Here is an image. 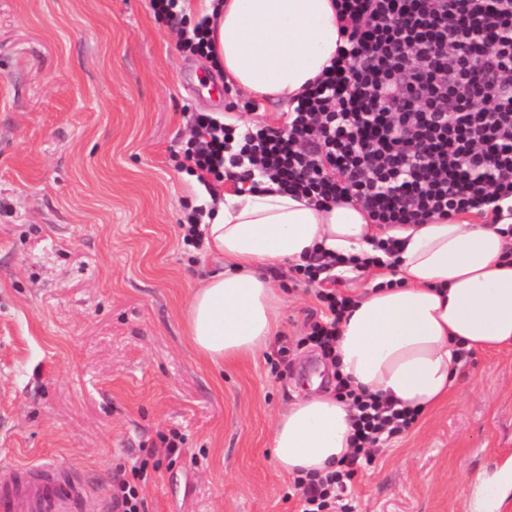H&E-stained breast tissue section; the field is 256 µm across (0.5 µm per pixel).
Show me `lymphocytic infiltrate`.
<instances>
[{"label": "lymphocytic infiltrate", "instance_id": "lymphocytic-infiltrate-1", "mask_svg": "<svg viewBox=\"0 0 512 512\" xmlns=\"http://www.w3.org/2000/svg\"><path fill=\"white\" fill-rule=\"evenodd\" d=\"M336 54L285 112L284 130L263 121L192 115L182 170L205 180L268 179L318 205L345 200L379 225L422 224L462 211L499 214L512 197V10L497 0H335ZM481 73L465 65L471 50ZM336 258L310 257L295 271L323 309L305 343L333 352L353 303L330 286ZM357 409L353 452L342 468L295 478L300 512H353L348 489L382 436L417 413L363 397L339 382Z\"/></svg>", "mask_w": 512, "mask_h": 512}]
</instances>
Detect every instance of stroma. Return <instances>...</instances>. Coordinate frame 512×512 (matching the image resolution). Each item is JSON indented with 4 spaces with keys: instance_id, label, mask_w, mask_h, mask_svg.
<instances>
[{
    "instance_id": "35a3bbf8",
    "label": "stroma",
    "mask_w": 512,
    "mask_h": 512,
    "mask_svg": "<svg viewBox=\"0 0 512 512\" xmlns=\"http://www.w3.org/2000/svg\"><path fill=\"white\" fill-rule=\"evenodd\" d=\"M223 80L150 0H0V457L86 477L97 512L146 445L145 512L299 510L269 438L306 381L329 388L296 345L313 287L280 272L279 336L221 367L184 326L224 265L182 241L210 204L176 160L190 113L223 117ZM460 373L359 469L353 512H468L470 476L512 457V348L464 353ZM202 212L200 210L192 209L185 218L186 221L179 224L183 230V242L187 246H192L196 249L202 245V233L199 229L200 217Z\"/></svg>"
}]
</instances>
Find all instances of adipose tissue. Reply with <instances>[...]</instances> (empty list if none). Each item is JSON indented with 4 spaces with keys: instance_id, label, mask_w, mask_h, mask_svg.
<instances>
[{
    "instance_id": "ef3b65f1",
    "label": "adipose tissue",
    "mask_w": 512,
    "mask_h": 512,
    "mask_svg": "<svg viewBox=\"0 0 512 512\" xmlns=\"http://www.w3.org/2000/svg\"><path fill=\"white\" fill-rule=\"evenodd\" d=\"M209 24L212 55L232 88L268 100L303 93L336 54L333 0H219ZM202 226L206 250L224 262L191 297L185 327L196 352L213 363L266 349L280 330L283 292L274 270L319 248L363 256L379 237L360 208H324L265 182L225 187ZM393 284L361 291L344 316L336 359L350 386L396 408L425 411L459 381L463 351L512 344V221L473 218L408 224ZM352 411L331 393L296 397L274 420L277 469L323 476L350 452ZM512 497V460L476 477L470 512H500Z\"/></svg>"
}]
</instances>
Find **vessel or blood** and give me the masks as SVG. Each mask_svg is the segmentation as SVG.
I'll return each instance as SVG.
<instances>
[{
  "mask_svg": "<svg viewBox=\"0 0 512 512\" xmlns=\"http://www.w3.org/2000/svg\"><path fill=\"white\" fill-rule=\"evenodd\" d=\"M0 512H87L90 484L50 463H1Z\"/></svg>",
  "mask_w": 512,
  "mask_h": 512,
  "instance_id": "b4317fda",
  "label": "vessel or blood"
}]
</instances>
